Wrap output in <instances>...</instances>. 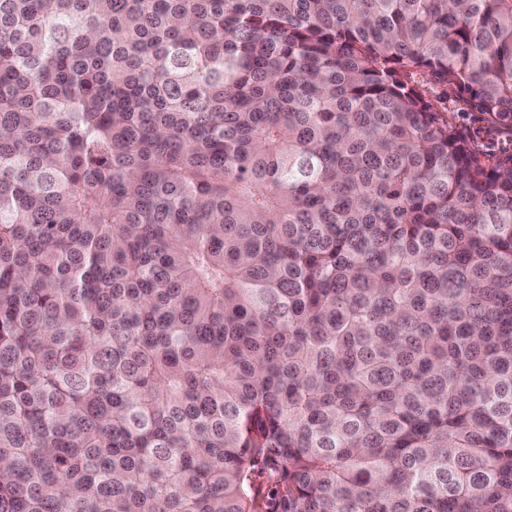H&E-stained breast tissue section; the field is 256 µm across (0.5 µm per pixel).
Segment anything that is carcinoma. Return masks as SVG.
Here are the masks:
<instances>
[{"label":"carcinoma","mask_w":512,"mask_h":512,"mask_svg":"<svg viewBox=\"0 0 512 512\" xmlns=\"http://www.w3.org/2000/svg\"><path fill=\"white\" fill-rule=\"evenodd\" d=\"M512 0H0V512H512ZM418 84L424 98L433 107L444 112L460 129L477 138L490 150L498 149L500 144L498 145L497 138L487 131L486 123L482 120L480 114L464 106L454 95L449 94L442 84L427 79L418 82Z\"/></svg>","instance_id":"1"}]
</instances>
